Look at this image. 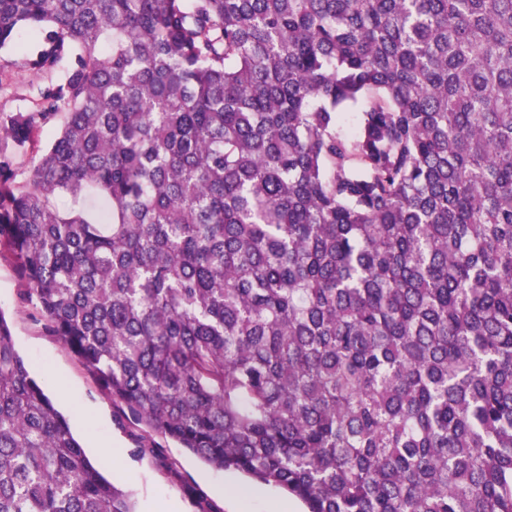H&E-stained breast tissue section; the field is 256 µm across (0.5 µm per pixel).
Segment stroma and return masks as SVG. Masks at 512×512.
<instances>
[{
    "label": "stroma",
    "mask_w": 512,
    "mask_h": 512,
    "mask_svg": "<svg viewBox=\"0 0 512 512\" xmlns=\"http://www.w3.org/2000/svg\"><path fill=\"white\" fill-rule=\"evenodd\" d=\"M0 311L32 376L67 416L92 462L126 491L137 512H196L206 499L212 512H238L235 493L253 490L249 512H266V500L283 499L278 488L240 473L221 471L188 450L126 419L120 408L45 325L10 259L0 257Z\"/></svg>",
    "instance_id": "stroma-1"
}]
</instances>
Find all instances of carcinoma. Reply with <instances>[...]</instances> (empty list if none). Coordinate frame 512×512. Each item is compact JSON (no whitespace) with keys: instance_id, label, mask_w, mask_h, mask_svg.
Masks as SVG:
<instances>
[{"instance_id":"carcinoma-1","label":"carcinoma","mask_w":512,"mask_h":512,"mask_svg":"<svg viewBox=\"0 0 512 512\" xmlns=\"http://www.w3.org/2000/svg\"><path fill=\"white\" fill-rule=\"evenodd\" d=\"M22 28L0 254L114 403L307 512H512V0H0ZM0 512H136L1 312ZM19 45L22 47L18 50L12 47L8 50L0 52V59L22 62L26 56L33 55L38 50L39 38L34 33H30L27 29L23 30L19 36ZM16 79L18 90L16 94L0 95V111L4 112H27L32 105L27 97L26 85L39 82V78L32 71L27 69L17 70Z\"/></svg>"}]
</instances>
